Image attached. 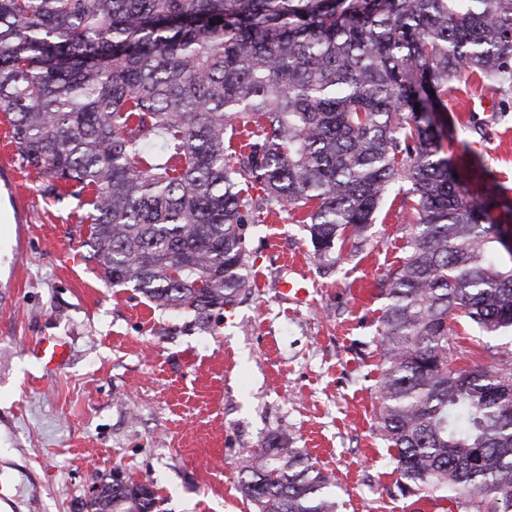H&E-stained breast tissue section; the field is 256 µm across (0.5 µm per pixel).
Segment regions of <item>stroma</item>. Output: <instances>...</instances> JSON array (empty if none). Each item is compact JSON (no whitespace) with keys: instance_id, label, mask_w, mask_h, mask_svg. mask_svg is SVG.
<instances>
[{"instance_id":"35a3bbf8","label":"stroma","mask_w":512,"mask_h":512,"mask_svg":"<svg viewBox=\"0 0 512 512\" xmlns=\"http://www.w3.org/2000/svg\"><path fill=\"white\" fill-rule=\"evenodd\" d=\"M500 98L456 82L437 119L452 168L512 225V107ZM8 132L0 122V166L18 178L17 195L0 187V512H81L102 480L148 473L163 512H254L241 472L283 428L332 475L338 512H432L401 495L378 419L379 282L406 255L409 200L390 194L367 245L325 267L286 211L264 214L248 230L250 294L213 332L185 330L103 280L82 245L85 208L51 193ZM299 274L302 302L280 291ZM455 329L457 368L493 373L512 357L505 338ZM44 336L69 348L51 373L29 353Z\"/></svg>"}]
</instances>
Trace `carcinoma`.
Listing matches in <instances>:
<instances>
[{
	"instance_id": "cac0c4a2",
	"label": "carcinoma",
	"mask_w": 512,
	"mask_h": 512,
	"mask_svg": "<svg viewBox=\"0 0 512 512\" xmlns=\"http://www.w3.org/2000/svg\"><path fill=\"white\" fill-rule=\"evenodd\" d=\"M474 74L512 94V0H0L16 152L88 207L83 246L102 278L162 314L210 332L251 291L254 213L300 210L322 262L361 249L408 184L416 219L381 282L377 339L398 487L512 512V366L490 377L448 360L458 313L512 335V229L440 155L434 119ZM249 457L257 512H337L331 476L287 430ZM98 489L86 512L162 502L152 479Z\"/></svg>"
}]
</instances>
